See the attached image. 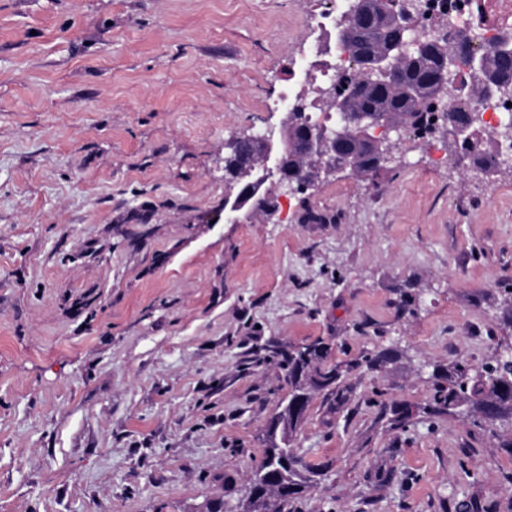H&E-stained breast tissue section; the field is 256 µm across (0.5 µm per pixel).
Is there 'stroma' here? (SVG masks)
Segmentation results:
<instances>
[{"label":"stroma","mask_w":512,"mask_h":512,"mask_svg":"<svg viewBox=\"0 0 512 512\" xmlns=\"http://www.w3.org/2000/svg\"><path fill=\"white\" fill-rule=\"evenodd\" d=\"M323 7L0 0V512L239 506L288 392L266 347L314 341L394 357L315 394L288 512H512L503 431L426 409L512 337V164L410 136L224 220L225 142L280 131Z\"/></svg>","instance_id":"35a3bbf8"}]
</instances>
